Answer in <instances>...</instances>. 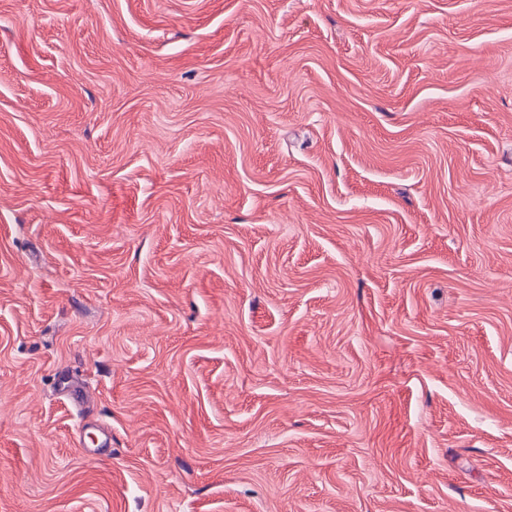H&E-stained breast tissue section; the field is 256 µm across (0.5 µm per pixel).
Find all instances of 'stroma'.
<instances>
[{"label": "stroma", "mask_w": 512, "mask_h": 512, "mask_svg": "<svg viewBox=\"0 0 512 512\" xmlns=\"http://www.w3.org/2000/svg\"><path fill=\"white\" fill-rule=\"evenodd\" d=\"M0 512H512V0H0Z\"/></svg>", "instance_id": "stroma-1"}]
</instances>
